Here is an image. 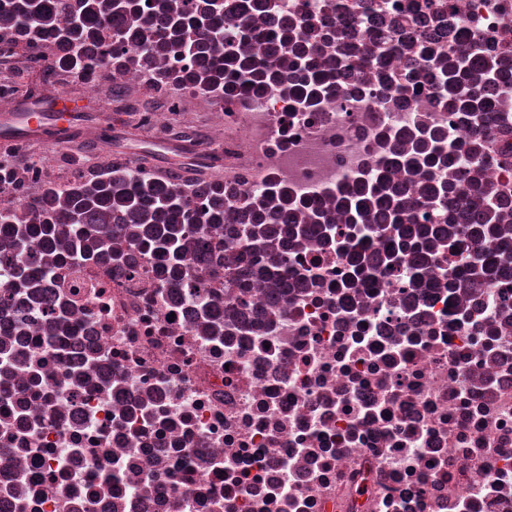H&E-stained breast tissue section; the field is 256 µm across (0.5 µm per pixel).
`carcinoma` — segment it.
Wrapping results in <instances>:
<instances>
[{
  "label": "carcinoma",
  "mask_w": 512,
  "mask_h": 512,
  "mask_svg": "<svg viewBox=\"0 0 512 512\" xmlns=\"http://www.w3.org/2000/svg\"><path fill=\"white\" fill-rule=\"evenodd\" d=\"M263 16L277 38L263 40L261 51L243 44L224 50V0H81L77 13H63L60 0H9L0 7V50L38 35L56 43V50L37 60L47 71H64L78 82L101 84V74L124 73L136 65L155 67L164 73L167 84L202 96L212 91L232 99L243 89L256 92L282 90L290 100L306 110L317 108L338 87L345 71L336 63L321 64L320 51L306 37V25L286 16L265 13L262 0L243 5L236 15L245 25ZM107 32L111 43L102 41ZM488 67L482 50L468 59H448L435 91L448 111L468 117L483 110L486 89L469 84L470 74ZM415 144L420 164L436 169L458 162L455 150L443 154L438 146L444 135L420 130H403L393 136L383 168L355 184L350 197L342 200L349 215L346 230H336L351 245L346 256L354 273L374 277L389 266L405 260L421 272L428 265V251L439 243L454 249L463 239L473 243L466 255L467 269L473 275L491 274L497 265L512 263V254L492 255L478 248V242L499 233L496 214L509 207V198L496 197L470 209L460 198L478 191L468 175V166L480 161L475 144L466 149V166L455 184L438 181L428 187L429 207L437 221L423 224L413 219L411 203L403 181L389 177L406 168L401 154L404 140ZM128 180L95 176L78 187L47 191L37 202L35 216L23 231L13 230L16 259L24 264L20 274L36 268L29 260V247L35 240L52 253L59 237H68L71 251L83 252L101 260H112L113 237L126 232L145 249L164 256L166 283L182 284L185 270L184 246L190 245L200 263L212 259L208 239L199 231L216 220L230 224L224 246L267 258V262L243 271V277L269 282L277 290L268 296L269 304L285 299L281 288L288 272V248L300 237L329 241L333 229L329 218L319 212L315 223H299L305 202H289L288 195L274 186L267 187L264 200L256 202L224 187V180L210 177L185 188L179 181L154 176L143 169L125 171ZM372 222L376 230L391 228L396 238L385 256L359 252L356 240L359 225Z\"/></svg>",
  "instance_id": "carcinoma-1"
}]
</instances>
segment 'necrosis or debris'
<instances>
[{"label": "necrosis or debris", "instance_id": "obj_1", "mask_svg": "<svg viewBox=\"0 0 512 512\" xmlns=\"http://www.w3.org/2000/svg\"><path fill=\"white\" fill-rule=\"evenodd\" d=\"M267 4L361 35L322 43L349 80L318 111L279 91L225 105L209 134L225 182L324 207L420 128L478 141L471 178L512 196V92L464 123L433 91L439 61L476 44L512 70V0ZM417 54L428 65L407 73ZM406 84L405 110L369 94ZM55 180L32 159L0 181V210L27 214ZM206 233L216 256L186 257V296L129 239L125 263L59 259L25 284L0 234V512H512V274L469 276L462 253L435 249L424 273L366 278L343 239L311 240L288 264L312 280L272 309L237 277L251 254L224 259Z\"/></svg>", "mask_w": 512, "mask_h": 512}]
</instances>
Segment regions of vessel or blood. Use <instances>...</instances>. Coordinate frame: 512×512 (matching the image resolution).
<instances>
[{
  "label": "vessel or blood",
  "mask_w": 512,
  "mask_h": 512,
  "mask_svg": "<svg viewBox=\"0 0 512 512\" xmlns=\"http://www.w3.org/2000/svg\"><path fill=\"white\" fill-rule=\"evenodd\" d=\"M93 101L91 91L68 86L57 87L47 98L19 95L8 109L0 111V146L34 144L59 150L84 139L108 152L139 157V149L113 143L110 114L88 117L86 107ZM152 152L173 164L218 163L224 157L216 146L195 140L159 139Z\"/></svg>",
  "instance_id": "vessel-or-blood-1"
}]
</instances>
